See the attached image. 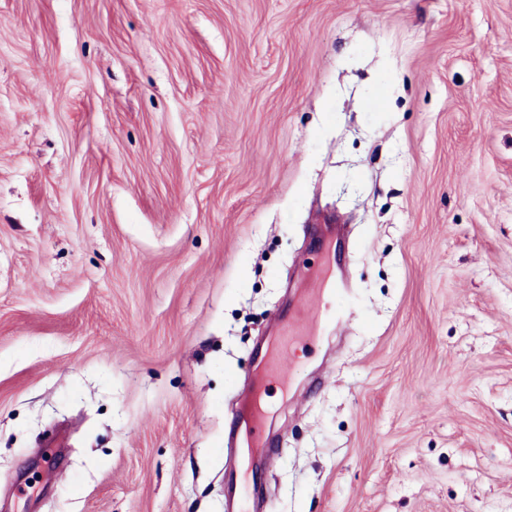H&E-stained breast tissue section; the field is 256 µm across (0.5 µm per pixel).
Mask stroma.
I'll return each mask as SVG.
<instances>
[{
  "mask_svg": "<svg viewBox=\"0 0 512 512\" xmlns=\"http://www.w3.org/2000/svg\"><path fill=\"white\" fill-rule=\"evenodd\" d=\"M512 512V0H0V512ZM320 303L314 308L304 307L300 314L302 320L286 323L279 336L287 343L293 336H303L317 332L321 328L336 329L345 319L347 313L336 303V299L345 296L348 291L342 277L332 279L319 288Z\"/></svg>",
  "mask_w": 512,
  "mask_h": 512,
  "instance_id": "stroma-1",
  "label": "stroma"
}]
</instances>
